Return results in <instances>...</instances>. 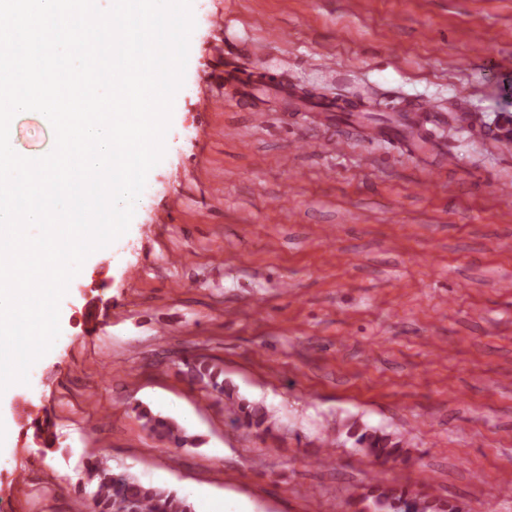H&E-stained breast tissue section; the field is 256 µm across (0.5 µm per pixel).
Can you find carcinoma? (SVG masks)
<instances>
[{
  "label": "carcinoma",
  "mask_w": 512,
  "mask_h": 512,
  "mask_svg": "<svg viewBox=\"0 0 512 512\" xmlns=\"http://www.w3.org/2000/svg\"><path fill=\"white\" fill-rule=\"evenodd\" d=\"M185 377L202 385L207 395L220 401L226 395L223 370L205 361H187ZM224 411L232 424L249 429L269 431L273 415L260 405L240 404L227 398ZM142 428L161 443L177 452L194 440L172 419L158 416L147 409L139 412ZM355 443L368 454L383 460L402 456L400 443L386 434L364 431L356 435ZM84 488L79 491L80 503L90 512H191L190 505L176 492L147 486L127 473H116L107 460L101 458L86 466ZM361 501L373 512H455L454 506L427 495L412 494L398 487L376 481Z\"/></svg>",
  "instance_id": "obj_1"
}]
</instances>
